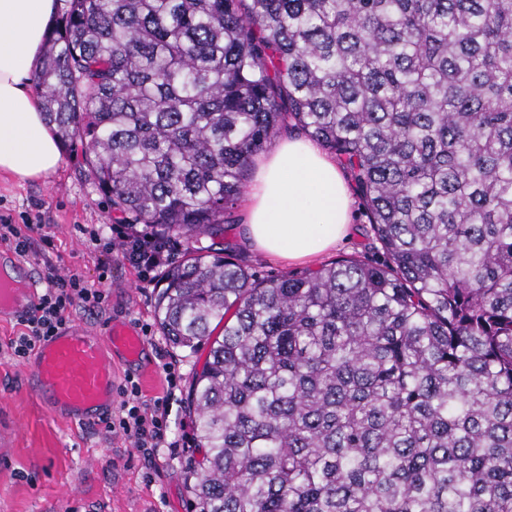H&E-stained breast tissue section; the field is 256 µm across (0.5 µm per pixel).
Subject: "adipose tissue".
Returning a JSON list of instances; mask_svg holds the SVG:
<instances>
[{
	"instance_id": "obj_1",
	"label": "adipose tissue",
	"mask_w": 512,
	"mask_h": 512,
	"mask_svg": "<svg viewBox=\"0 0 512 512\" xmlns=\"http://www.w3.org/2000/svg\"><path fill=\"white\" fill-rule=\"evenodd\" d=\"M54 0H0V172L19 181L54 172L57 137L31 90ZM244 239L277 261L326 253L346 237L351 199L335 161L303 135H284L255 162Z\"/></svg>"
}]
</instances>
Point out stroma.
Listing matches in <instances>:
<instances>
[{
  "label": "stroma",
  "mask_w": 512,
  "mask_h": 512,
  "mask_svg": "<svg viewBox=\"0 0 512 512\" xmlns=\"http://www.w3.org/2000/svg\"><path fill=\"white\" fill-rule=\"evenodd\" d=\"M42 205L43 234L53 238V251L34 243L24 262L36 277L47 263L61 273H76L89 287L107 296L105 310L73 308L69 320L102 330L116 319L146 329L150 344L148 363L135 371L145 404H153L167 389L164 364H174L182 375L168 419L169 436L184 440L181 448H163L155 468H147L141 452L118 436L96 426H79L51 416L26 392L25 365L12 358L7 347L17 325L0 323V418L14 429V441L0 458V512H199L187 475L199 454L188 410L189 387L207 358V348L189 353L169 345L155 316V281L141 280L119 251L104 253L87 232L111 223L112 203L88 178L80 149L63 147L58 168L24 183L0 174V210H27ZM236 206L225 219L224 233L215 240L216 251L267 278L317 268L340 257L363 256L379 262L384 252L376 241L360 201L352 203L350 231L335 249L306 263L274 262L244 248L241 216ZM109 264L102 273L101 264Z\"/></svg>",
  "instance_id": "obj_1"
}]
</instances>
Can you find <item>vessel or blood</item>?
<instances>
[{
  "label": "vessel or blood",
  "instance_id": "1",
  "mask_svg": "<svg viewBox=\"0 0 512 512\" xmlns=\"http://www.w3.org/2000/svg\"><path fill=\"white\" fill-rule=\"evenodd\" d=\"M42 286L40 279H25L9 307H0V321L29 311ZM146 348L143 336L129 324L112 325L99 335L79 325L64 326L37 343L28 361L30 391L57 419L96 423L112 410L124 364L138 361Z\"/></svg>",
  "mask_w": 512,
  "mask_h": 512
}]
</instances>
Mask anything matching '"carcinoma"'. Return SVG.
<instances>
[{
  "label": "carcinoma",
  "instance_id": "cac0c4a2",
  "mask_svg": "<svg viewBox=\"0 0 512 512\" xmlns=\"http://www.w3.org/2000/svg\"><path fill=\"white\" fill-rule=\"evenodd\" d=\"M67 2L47 125L113 223L199 243L156 316L210 344L200 512H512V0ZM291 123L349 172L383 263L263 279L201 245Z\"/></svg>",
  "mask_w": 512,
  "mask_h": 512
}]
</instances>
